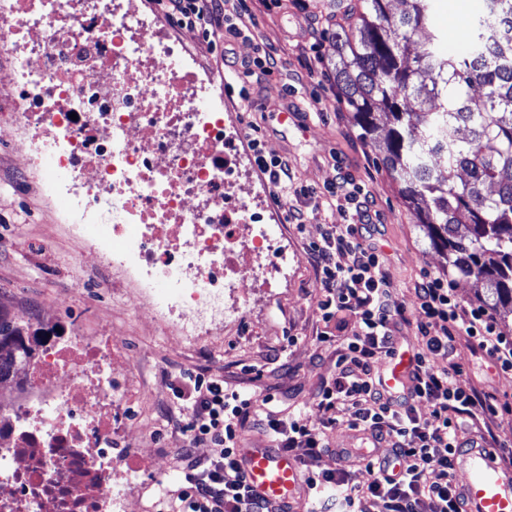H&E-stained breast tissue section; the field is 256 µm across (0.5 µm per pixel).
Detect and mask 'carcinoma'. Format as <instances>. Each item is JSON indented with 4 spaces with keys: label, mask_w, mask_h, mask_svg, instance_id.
I'll return each instance as SVG.
<instances>
[{
    "label": "carcinoma",
    "mask_w": 512,
    "mask_h": 512,
    "mask_svg": "<svg viewBox=\"0 0 512 512\" xmlns=\"http://www.w3.org/2000/svg\"><path fill=\"white\" fill-rule=\"evenodd\" d=\"M366 0L332 41L340 100L367 142L389 127L379 160L430 244L463 278L487 285L488 303L512 317V0H485L476 37L459 54L438 33L414 44L434 0ZM414 99L417 107L408 106ZM466 224V232L460 225ZM0 316V384H21L39 343Z\"/></svg>",
    "instance_id": "1"
}]
</instances>
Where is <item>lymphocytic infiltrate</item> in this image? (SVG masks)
<instances>
[{
    "mask_svg": "<svg viewBox=\"0 0 512 512\" xmlns=\"http://www.w3.org/2000/svg\"><path fill=\"white\" fill-rule=\"evenodd\" d=\"M168 17L184 25L224 29V0H164ZM353 224L325 225L309 255L316 267L323 319L336 312L353 316L359 325L341 349L336 371L321 387L318 405L325 418L314 428L301 418L284 419L260 412L247 392L227 389L223 381L202 375L182 378L176 400L187 402V420L176 426L191 445L209 444L218 456L188 458L173 512H271L256 498L242 468L241 448L247 429L261 428L283 451H297L308 485L310 512H371L382 503L385 512H465L456 492L454 457L460 433L497 413L492 394L467 386L450 361L458 337H466L492 362L498 375L512 377V336L482 304L463 305L452 281L428 276L418 289L416 314L399 301L394 279L383 257L363 247ZM415 321L423 349L415 354L406 390L386 388L381 361L397 352L393 328ZM443 359L433 367V359ZM430 404L421 418L417 403ZM345 413L349 428L387 444L383 456L367 459L374 478L352 484L345 473L318 471L314 463L328 448V432ZM436 480H429V471Z\"/></svg>",
    "mask_w": 512,
    "mask_h": 512,
    "instance_id": "1",
    "label": "lymphocytic infiltrate"
}]
</instances>
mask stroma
<instances>
[{
    "label": "stroma",
    "mask_w": 512,
    "mask_h": 512,
    "mask_svg": "<svg viewBox=\"0 0 512 512\" xmlns=\"http://www.w3.org/2000/svg\"><path fill=\"white\" fill-rule=\"evenodd\" d=\"M360 5L361 0H281L277 5L226 0L224 11L243 36L227 33L208 41L201 29L191 32L193 54L219 80L225 60L242 66L261 49H274L278 69L247 78L245 96L225 97L224 107L239 122L240 151L250 152L249 136L258 134L266 155L287 160L291 172L287 195L271 203L288 248V285L268 295L254 292L245 316L220 334L192 342L165 335L140 311L137 295L124 280L81 251L76 229L64 220L56 199L37 176L20 170L17 140L0 133V315L32 326L48 313L64 330H77L91 340L110 330L129 361L112 373L113 428L128 449V512H168L178 489L187 442L174 426L179 408L173 389L183 374L220 379L227 388L259 399L272 396L271 407L280 416L300 414L308 424H320L317 393L336 369L337 345L358 329L342 313L322 319L309 246L319 239L323 225L356 224L370 214L363 243L387 260L408 310H415L416 287L427 275L452 279L462 304H479L486 296L484 282L455 276L446 258L432 248L396 183L380 166L375 147L359 136L340 101L331 40L346 24L349 8ZM480 7V0H436L426 31L442 34L441 53L467 45L470 22ZM284 108L292 111V119L280 120ZM342 182L358 190V204L318 209L303 195L307 189L324 193ZM292 208L306 211V223H285ZM324 331L333 343L320 342ZM454 360L464 379L502 404L492 430L499 443L512 447V411L504 409L512 404V377H497L488 359L464 339ZM330 442L320 469L348 472L360 485L372 480L362 464L335 453L336 447L361 444L346 424L337 425Z\"/></svg>",
    "instance_id": "1"
}]
</instances>
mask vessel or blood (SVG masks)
<instances>
[{
    "instance_id": "1",
    "label": "vessel or blood",
    "mask_w": 512,
    "mask_h": 512,
    "mask_svg": "<svg viewBox=\"0 0 512 512\" xmlns=\"http://www.w3.org/2000/svg\"><path fill=\"white\" fill-rule=\"evenodd\" d=\"M410 365L408 354L393 357L385 378L388 389L405 385ZM498 456V448L487 444L463 450L458 468L466 476L461 490L469 512H512V467ZM243 467L253 493L274 512H293L307 496L299 463L273 446L245 449Z\"/></svg>"
}]
</instances>
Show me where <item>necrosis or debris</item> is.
Instances as JSON below:
<instances>
[{"label":"necrosis or debris","mask_w":512,"mask_h":512,"mask_svg":"<svg viewBox=\"0 0 512 512\" xmlns=\"http://www.w3.org/2000/svg\"><path fill=\"white\" fill-rule=\"evenodd\" d=\"M143 0H0L25 170H47L90 253L178 336H211L288 273L222 89ZM112 339L44 343L0 389V512H124Z\"/></svg>","instance_id":"necrosis-or-debris-1"}]
</instances>
